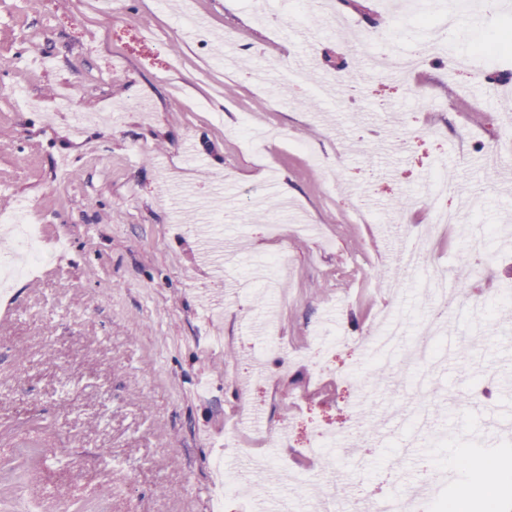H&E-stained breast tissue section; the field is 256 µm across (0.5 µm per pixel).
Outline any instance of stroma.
<instances>
[{
	"mask_svg": "<svg viewBox=\"0 0 512 512\" xmlns=\"http://www.w3.org/2000/svg\"><path fill=\"white\" fill-rule=\"evenodd\" d=\"M266 4L272 18L261 23L254 0H191L208 24L201 42L186 33L179 0H119L109 16L96 0H0V214L28 203L45 250L69 242L57 271L0 294V512H213V457L239 470L252 462L250 450L224 445L237 380L251 371L261 418L287 421L289 393H303L297 445L321 428L349 430L353 387L314 384L302 362L286 373L276 358L256 362L271 322L289 349L325 347L335 371L380 377L364 426L382 444L359 436L350 455L336 454V488L418 486L424 474L406 456L395 404L411 389L398 381L401 363L354 364L339 341L384 310L408 319L402 349L421 337L423 270L397 290L376 272L394 268L391 247L408 228L430 224L440 172L459 188L449 209L473 196L480 207L464 229L424 242L474 275L468 317L443 329L455 352L440 355L430 382L434 428L455 444L421 453L453 475L441 496L477 487L472 460L512 459V398L488 378L512 349V306L502 301L512 252L487 232L500 225L512 237V168L492 183L484 163L486 150L512 151V97L491 83L512 70V54L454 64L512 23V0L491 17L473 12L406 81L384 78L369 57L426 42L411 20L386 38L409 5ZM294 11L316 57L304 82L286 78L298 52L286 37ZM65 96L89 116L80 133L72 114L53 110ZM246 121L281 135L251 151ZM218 213L234 243L220 278L188 234ZM278 252L289 265L279 294L240 291ZM396 456L407 459L398 471ZM286 470L306 512L326 483L322 468L299 456Z\"/></svg>",
	"mask_w": 512,
	"mask_h": 512,
	"instance_id": "stroma-1",
	"label": "stroma"
}]
</instances>
